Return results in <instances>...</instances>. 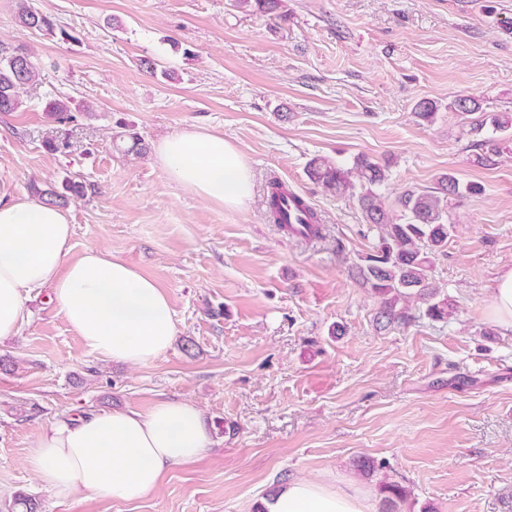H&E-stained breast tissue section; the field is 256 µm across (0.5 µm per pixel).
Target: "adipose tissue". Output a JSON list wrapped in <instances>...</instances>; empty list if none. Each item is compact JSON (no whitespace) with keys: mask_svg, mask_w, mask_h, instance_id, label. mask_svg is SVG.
<instances>
[{"mask_svg":"<svg viewBox=\"0 0 512 512\" xmlns=\"http://www.w3.org/2000/svg\"><path fill=\"white\" fill-rule=\"evenodd\" d=\"M154 154L164 173L211 203L239 208L251 197L252 171L223 136L185 129L158 141ZM70 232L60 208L0 196V338L18 334L27 292L49 285L57 308L91 351L131 366L155 360L176 335L166 293L114 254L91 248L70 259ZM487 311L512 334V268L497 277ZM210 443L200 408L162 399L145 413L101 411L59 421L37 438L27 466L60 498L82 491L135 501L153 493L169 468L197 461ZM268 510L376 512V504L350 484L295 478L279 486Z\"/></svg>","mask_w":512,"mask_h":512,"instance_id":"adipose-tissue-1","label":"adipose tissue"}]
</instances>
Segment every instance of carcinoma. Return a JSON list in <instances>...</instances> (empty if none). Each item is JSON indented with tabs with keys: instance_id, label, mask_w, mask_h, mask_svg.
<instances>
[{
	"instance_id": "1",
	"label": "carcinoma",
	"mask_w": 512,
	"mask_h": 512,
	"mask_svg": "<svg viewBox=\"0 0 512 512\" xmlns=\"http://www.w3.org/2000/svg\"><path fill=\"white\" fill-rule=\"evenodd\" d=\"M235 2L240 7L255 5L256 11L270 20L286 19L281 12L282 0ZM18 20L25 28L48 34L55 33L57 27L51 16L23 2L18 6ZM36 75L37 62L32 55H27L25 64L19 66L10 55L0 53V112H16L21 108L18 90L35 81ZM45 111L59 123L71 119L68 115L70 107L61 100L46 103ZM487 126L492 129V134L482 140L481 147L491 155H499L512 142V119L495 113L486 114L475 131L480 132ZM308 174L327 191L356 200L369 229L378 234L374 250L358 266L363 284L380 298L377 322L384 327L407 324L411 320L408 303L416 299L426 301L429 318L439 321L448 318V298L438 297V290L430 278L432 258L448 245L449 206L481 192V188L464 183L452 174L443 175L432 191H409L402 195L398 199L401 214L395 217L379 193L387 180L386 170L369 158H359L354 167L344 168L326 157H315L309 161ZM35 193L45 203L64 208L70 200L84 195L85 185L67 178L60 191L49 186L45 189L37 187ZM288 206L305 216L304 236H319V218L313 207L282 183H270L269 219L293 234L295 229L287 219Z\"/></svg>"
}]
</instances>
